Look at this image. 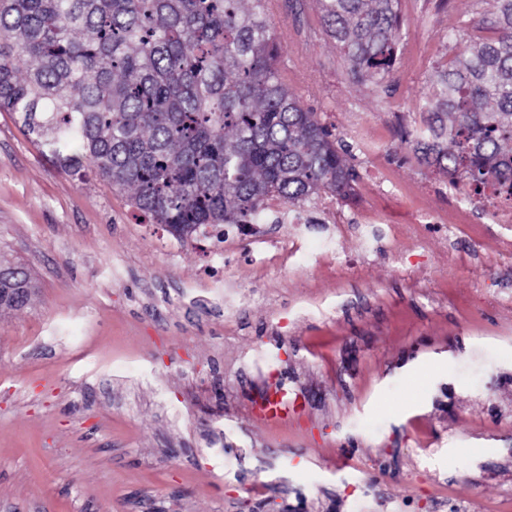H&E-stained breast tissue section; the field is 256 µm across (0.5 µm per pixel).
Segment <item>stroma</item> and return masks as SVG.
<instances>
[{
    "label": "stroma",
    "instance_id": "35a3bbf8",
    "mask_svg": "<svg viewBox=\"0 0 512 512\" xmlns=\"http://www.w3.org/2000/svg\"><path fill=\"white\" fill-rule=\"evenodd\" d=\"M399 51L356 82L318 0H269L282 82L349 149L358 178L336 221L427 224L425 249L367 247L322 224H266L299 244L263 277L221 270L210 240L142 221L129 195L33 142L0 112V257L37 290L0 316V512H469L512 503L508 232L414 152L438 71L493 36V0H399ZM457 226L449 235V226ZM345 265L323 272L319 255ZM270 372L253 374V359ZM285 382L287 428L250 409ZM242 453L238 478L224 451ZM429 456H422V449Z\"/></svg>",
    "mask_w": 512,
    "mask_h": 512
}]
</instances>
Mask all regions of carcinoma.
<instances>
[{
  "mask_svg": "<svg viewBox=\"0 0 512 512\" xmlns=\"http://www.w3.org/2000/svg\"><path fill=\"white\" fill-rule=\"evenodd\" d=\"M266 0H0V112L130 201L149 224L187 236L256 223L272 196L290 206L349 195L344 146L279 78ZM498 36L438 71L419 138L426 163L473 196L512 197V0H493ZM350 72L380 85L395 63L398 0H319ZM23 267L0 289L31 301Z\"/></svg>",
  "mask_w": 512,
  "mask_h": 512,
  "instance_id": "1",
  "label": "carcinoma"
}]
</instances>
